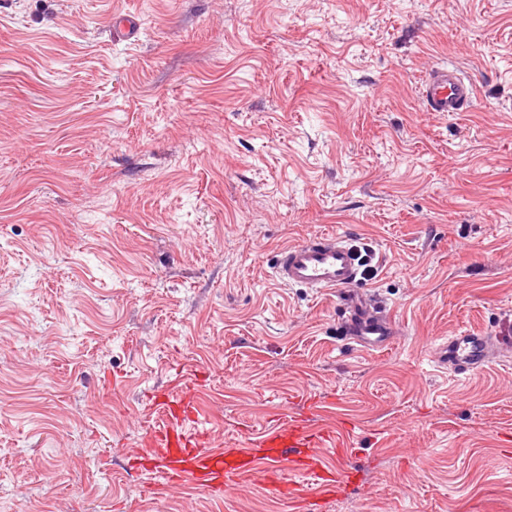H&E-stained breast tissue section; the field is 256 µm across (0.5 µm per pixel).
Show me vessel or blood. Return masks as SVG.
<instances>
[{
  "mask_svg": "<svg viewBox=\"0 0 512 512\" xmlns=\"http://www.w3.org/2000/svg\"><path fill=\"white\" fill-rule=\"evenodd\" d=\"M419 94L426 111L467 112L476 88L452 64L444 63L428 73ZM274 274L294 286L341 291L344 318L339 334L343 340L366 350H381L392 342L396 334L392 320L369 304L356 287L360 261L348 238L330 233L287 245L279 251ZM511 346L501 338L463 330L438 343L436 355L442 368L464 374L487 366L492 349ZM156 410L168 422L151 436L144 456L154 461L169 485L190 483L206 493L230 495L238 483L261 471L284 494L288 491L280 481L284 469L295 466L318 471L323 467L319 451L326 438L301 420L289 419L236 448H205L186 433L180 417L171 416L169 402L157 403Z\"/></svg>",
  "mask_w": 512,
  "mask_h": 512,
  "instance_id": "1",
  "label": "vessel or blood"
}]
</instances>
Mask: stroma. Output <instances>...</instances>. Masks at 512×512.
Returning a JSON list of instances; mask_svg holds the SVG:
<instances>
[{"label":"stroma","instance_id":"stroma-1","mask_svg":"<svg viewBox=\"0 0 512 512\" xmlns=\"http://www.w3.org/2000/svg\"><path fill=\"white\" fill-rule=\"evenodd\" d=\"M442 62L472 111H424ZM319 233L389 347L274 278ZM0 237V512H512V356L434 357L512 339V0H0ZM183 373L210 447L301 418L351 478L134 466ZM494 345L501 351L510 350V342H505L502 338L462 330L455 336H448V340L444 339L438 343L435 350L442 368L456 374H464L487 366Z\"/></svg>","mask_w":512,"mask_h":512}]
</instances>
